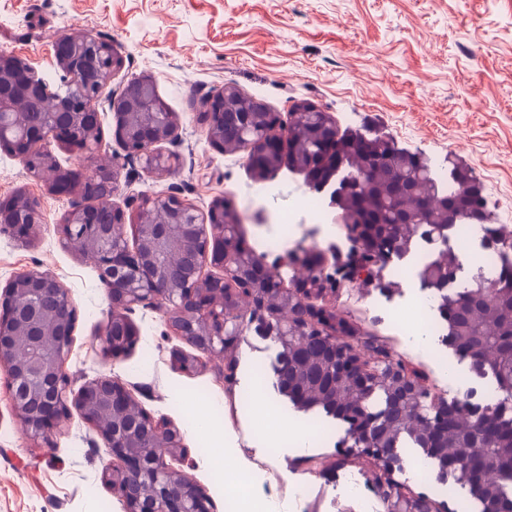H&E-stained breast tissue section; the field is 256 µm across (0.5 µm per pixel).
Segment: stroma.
I'll return each instance as SVG.
<instances>
[{"label": "stroma", "mask_w": 512, "mask_h": 512, "mask_svg": "<svg viewBox=\"0 0 512 512\" xmlns=\"http://www.w3.org/2000/svg\"><path fill=\"white\" fill-rule=\"evenodd\" d=\"M92 33L117 48L123 66L109 83L119 92L148 78L179 126L167 151L180 158L165 178L148 176L129 160L115 135L116 119L100 106L99 156L125 166L121 196L173 193L208 211L219 199L242 217L240 231L257 252L281 236L280 215L297 220L299 243L321 251L344 249L336 210L324 224L302 210L312 191L301 173L281 166L271 192L258 194L244 153L210 145L200 121L203 101L231 84L280 114L300 100L335 115L340 130L390 137L428 159L468 164L495 223L512 233V0H0V51L54 77L55 48L67 34ZM25 191L39 203L33 244L0 232V288L16 274H53L76 308L66 370L73 386L114 375L154 417L177 427L188 450L183 468L210 497L213 512H362L342 487L363 477L364 458L342 448L343 424L330 437L294 447L288 437L269 442L253 425L250 407L267 401L277 416L297 423L308 414L273 389V375L258 378L281 350L273 339L248 334L235 350L233 384L223 360L200 354V370L176 372L173 351L193 347L173 335L162 310L139 306L131 320L137 343L119 360L98 341L112 311L94 265L65 249L58 227L68 198L50 195L21 160L0 148V200ZM420 285L389 296L347 288L336 304L364 330L383 337L427 384L447 399L460 391L449 365L468 372L437 337L420 350L412 325L393 313L422 296ZM209 425L192 428L191 411ZM109 450L97 432L72 413L52 445L31 438L15 418L7 374L0 367V512H125L121 498L101 480Z\"/></svg>", "instance_id": "35a3bbf8"}]
</instances>
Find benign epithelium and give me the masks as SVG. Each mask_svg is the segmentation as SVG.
<instances>
[{
    "label": "benign epithelium",
    "mask_w": 512,
    "mask_h": 512,
    "mask_svg": "<svg viewBox=\"0 0 512 512\" xmlns=\"http://www.w3.org/2000/svg\"><path fill=\"white\" fill-rule=\"evenodd\" d=\"M63 56H55L59 83L40 74L33 66L12 53L0 52V87L14 80L15 72L23 68L30 76L24 90L26 95L53 96L56 102L78 101L84 109L97 111L105 86L121 69L122 58L111 43L93 35L79 43L68 38ZM96 53H112V69L98 72L94 82L86 80L73 61L81 57L86 48ZM138 94L125 90L108 98L116 118V134L129 157L143 161V170L153 177L171 174L178 166V156L165 154L160 145L177 138L178 124L171 112L158 105L153 81H137ZM237 93L226 85L208 102L203 115L209 142L224 149V102ZM24 143L21 158L28 164L33 145L50 141L62 143L92 157L98 143L83 139L80 132L62 131L56 124V112L46 114L45 125L37 139L21 135ZM112 174V192L99 200V205L112 211V223L92 224L82 204L74 203L59 225L62 245L76 255L89 259L98 268L100 279L107 288L112 314L100 344L104 356L116 360L137 340L138 329L129 313L139 305L157 306L164 310L167 328L196 349L210 354H224V338L239 336L250 327L262 335L280 336L288 346L289 334H297L307 320V311L319 299L336 290V284L326 285L320 294L306 292L295 278L282 286L283 305L271 307L266 289L250 283L239 285L241 275L237 266V252L233 241L238 239V225L233 206L224 200L213 203L207 213L198 212L175 195L157 196L135 203L128 197L124 205L115 202L121 181V169L107 166ZM151 204L164 212L176 213L191 219L189 224L166 225L161 234L146 232L136 237V243L125 242V228L129 220L147 223L144 209ZM38 212L31 213L29 224H3L0 229L24 243L33 239L32 222ZM80 226L85 234L100 243L95 253L82 250L80 239L72 235V228ZM175 243L196 256L192 273L180 281L170 278L168 267L161 255L168 244ZM218 268V276L204 274L206 267ZM270 269L277 275L289 269L303 270L302 249H289L277 257ZM54 294V307L47 322L43 323L21 314L17 299L24 294L37 297L46 292ZM225 296L222 309L212 304L211 298ZM77 310L67 290L58 279L38 270H27L15 277L0 292V367L7 372L14 416L35 439L49 444L61 432L70 418L71 408L95 427L109 448L111 459L105 465L102 479L124 501L127 512H212V505L204 490L180 468L186 449L180 432L171 424L143 413L138 431H126L119 426H106L99 422L98 411L103 405L112 415L133 400L125 383L117 376H100L84 383L78 390L71 388L65 365L72 347V335ZM31 332L33 342L42 348L39 356L20 355L13 346L15 330ZM171 366L182 373H193L199 368V359L181 351L171 355ZM148 479L160 486L154 498L142 499L133 490Z\"/></svg>",
    "instance_id": "obj_1"
}]
</instances>
